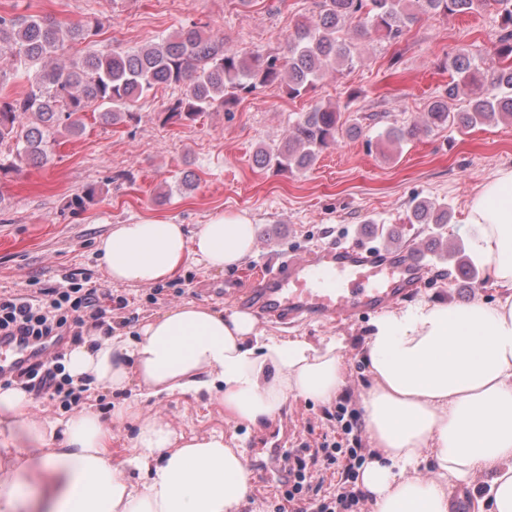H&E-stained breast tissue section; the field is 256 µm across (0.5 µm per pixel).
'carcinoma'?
Instances as JSON below:
<instances>
[{"mask_svg": "<svg viewBox=\"0 0 512 512\" xmlns=\"http://www.w3.org/2000/svg\"><path fill=\"white\" fill-rule=\"evenodd\" d=\"M320 2L318 19L296 27L283 56L241 53L191 25L147 47L93 53L61 66L49 60L62 48V34L93 43L103 28L99 19L64 30L47 17L0 15V62L12 66L13 77H28V86L11 94L0 69V175L17 174L29 161L48 163L59 136L83 133L90 116L112 126L138 120L135 104L158 86L180 89L165 112V124L195 121L258 87L300 97L315 87L326 67L352 63L357 43L345 32L395 42L420 14L446 18L493 9L501 28L493 47L498 64L487 67L466 53L456 54L448 89L428 106L423 123L391 127L384 138L402 140L453 125L512 119V0H412L411 8L407 0ZM459 97L467 108L450 111L448 101ZM360 132V125L347 123L336 108L317 103L299 113L285 142L260 148L255 161L303 174L342 134ZM412 215L418 224L448 223V209L427 200L414 202Z\"/></svg>", "mask_w": 512, "mask_h": 512, "instance_id": "1", "label": "carcinoma"}]
</instances>
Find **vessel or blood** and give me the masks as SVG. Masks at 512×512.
Here are the masks:
<instances>
[{
    "label": "vessel or blood",
    "instance_id": "b4317fda",
    "mask_svg": "<svg viewBox=\"0 0 512 512\" xmlns=\"http://www.w3.org/2000/svg\"><path fill=\"white\" fill-rule=\"evenodd\" d=\"M426 274L418 250L376 248L361 240L282 259L262 271L257 287L239 288L235 294L239 304L259 317L283 325L309 320L341 324L406 299ZM60 348L57 338L0 335V375L46 360Z\"/></svg>",
    "mask_w": 512,
    "mask_h": 512
}]
</instances>
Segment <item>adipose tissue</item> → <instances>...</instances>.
Listing matches in <instances>:
<instances>
[{
	"mask_svg": "<svg viewBox=\"0 0 512 512\" xmlns=\"http://www.w3.org/2000/svg\"><path fill=\"white\" fill-rule=\"evenodd\" d=\"M481 225L474 253L501 294L493 303L418 302L372 324V381L363 427L379 458L360 473L372 512H450V486L479 481L475 512H512V169L484 182L469 204ZM248 213H217L187 233L147 218L115 225L97 249L115 284L149 286L190 261L221 271L253 254ZM345 339L268 335L243 310L188 301L146 319L136 336L90 333L67 355L74 383L136 387L111 420L93 406L45 421L20 386L0 387V512H243L249 463L224 431L185 434L151 402L207 396L235 425L260 428L292 399L333 404L346 385ZM130 421L131 452L112 458V427ZM436 469L424 479L426 458Z\"/></svg>",
	"mask_w": 512,
	"mask_h": 512,
	"instance_id": "ef3b65f1",
	"label": "adipose tissue"
}]
</instances>
